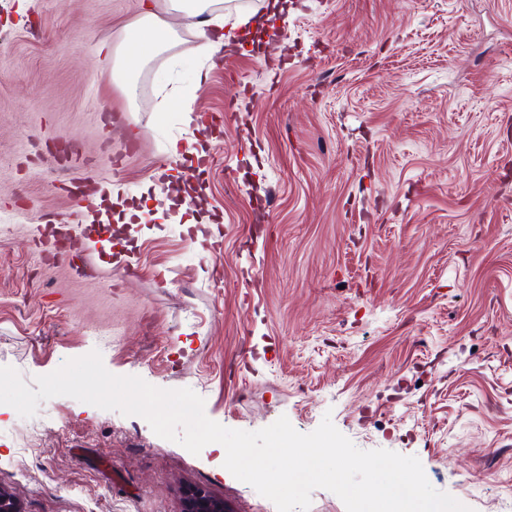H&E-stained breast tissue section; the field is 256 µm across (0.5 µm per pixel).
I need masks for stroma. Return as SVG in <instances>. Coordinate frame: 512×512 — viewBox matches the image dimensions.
Returning a JSON list of instances; mask_svg holds the SVG:
<instances>
[{
    "label": "stroma",
    "instance_id": "stroma-1",
    "mask_svg": "<svg viewBox=\"0 0 512 512\" xmlns=\"http://www.w3.org/2000/svg\"><path fill=\"white\" fill-rule=\"evenodd\" d=\"M149 7L0 0V366L96 350L232 429L328 413L512 512V0H224L260 43L203 57L173 17L181 67L130 101L98 50ZM49 224L81 267L44 259ZM29 422L0 436L23 512H276L141 417L57 396Z\"/></svg>",
    "mask_w": 512,
    "mask_h": 512
}]
</instances>
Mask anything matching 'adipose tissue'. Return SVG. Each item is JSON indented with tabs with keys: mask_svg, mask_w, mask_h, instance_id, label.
Segmentation results:
<instances>
[{
	"mask_svg": "<svg viewBox=\"0 0 512 512\" xmlns=\"http://www.w3.org/2000/svg\"><path fill=\"white\" fill-rule=\"evenodd\" d=\"M222 0H164L163 13H148L135 23L127 26L120 35L121 47L135 46V59L118 60L115 76L123 84L128 98H135L138 77L141 69L154 58L169 54L171 65H178L177 57L171 56L170 50L178 38L177 30L167 22L166 16L178 13L195 18V33L201 38V53L209 55L218 51L224 43L223 35H210V26L238 28L248 23L246 15L239 14L233 20H226L220 11Z\"/></svg>",
	"mask_w": 512,
	"mask_h": 512,
	"instance_id": "adipose-tissue-1",
	"label": "adipose tissue"
}]
</instances>
